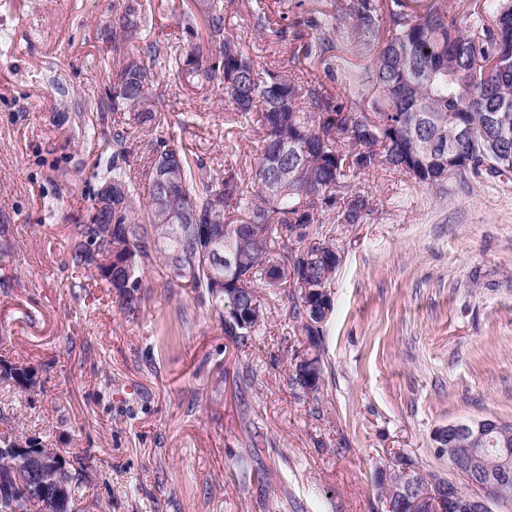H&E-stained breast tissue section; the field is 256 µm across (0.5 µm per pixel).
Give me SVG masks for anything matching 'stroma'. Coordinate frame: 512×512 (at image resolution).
<instances>
[{"label": "stroma", "instance_id": "obj_1", "mask_svg": "<svg viewBox=\"0 0 512 512\" xmlns=\"http://www.w3.org/2000/svg\"><path fill=\"white\" fill-rule=\"evenodd\" d=\"M337 0H235L225 24L259 66L315 34ZM153 21L115 47L116 0L0 4V357L37 384L0 391L17 434L79 465L74 512H387L373 473L397 453L449 476L434 431L452 421L512 423V177H451L448 191L378 170L355 187L363 222L319 215L341 264L324 325V383L288 374L306 351L285 292L259 288L264 317L233 342L197 292L154 262L136 312L68 262L112 158L118 112L74 123L77 102L108 98L125 55L189 46L193 0H150ZM287 11V38L252 15ZM156 136L211 168L251 178L259 124L228 125L217 88L172 79L163 64Z\"/></svg>", "mask_w": 512, "mask_h": 512}]
</instances>
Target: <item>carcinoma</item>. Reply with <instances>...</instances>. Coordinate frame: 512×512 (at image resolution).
<instances>
[{
    "instance_id": "carcinoma-1",
    "label": "carcinoma",
    "mask_w": 512,
    "mask_h": 512,
    "mask_svg": "<svg viewBox=\"0 0 512 512\" xmlns=\"http://www.w3.org/2000/svg\"><path fill=\"white\" fill-rule=\"evenodd\" d=\"M196 13L183 18L194 33L202 20L206 43L159 49L147 45L127 56L112 86V99L100 110L126 112L131 122L112 126L105 139L112 149V166L101 185L104 204L97 218L73 225L71 263L96 273L119 296L125 309L140 307L139 274L162 260L175 281L187 283L203 301L224 317V304L234 302L248 316L236 334L245 342L262 321L256 284L290 287L289 315L306 336V355L322 361L323 325L332 311L330 284L338 268L324 254L334 243L313 233L317 211L333 208L338 192L347 202L337 212L340 224H359L370 211L369 200L353 190L356 178L379 169L401 173L439 189L435 162L439 146L454 144L448 166L456 175L478 178L485 173L512 174V0H472L457 18L439 3L420 0H357L351 5L355 29L371 57L363 71L348 73L353 88L368 85L371 97L350 106L328 93L301 84L282 71L261 69L237 37L226 31L224 0H195ZM388 20V34L381 22ZM317 37L302 45V55L321 60L334 73V54L342 36L340 22L317 23ZM165 54L183 66L184 75L218 88L231 103L227 120L250 116L263 132V148L255 167V190L228 168L214 174L173 140L159 137L150 144L147 198L128 176L130 124L143 129L157 122L152 84L153 65ZM507 115L505 127L485 128L490 114ZM177 184L171 194L160 189L159 164ZM243 213L240 223L226 222V211ZM295 241L294 253L276 260L273 249ZM243 259L229 266L225 255ZM222 275L235 296L216 291L214 277ZM297 368L289 372L292 387L313 394ZM503 449L487 445L485 468L500 469ZM416 476L415 493L433 494L449 480L424 479L416 461L405 454L393 457ZM0 512H49L38 495L16 493L0 499Z\"/></svg>"
}]
</instances>
